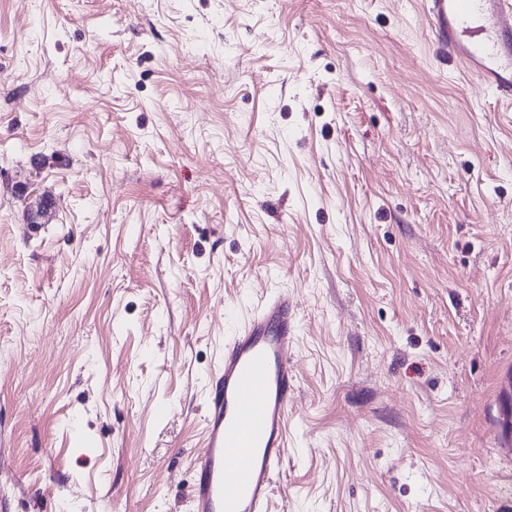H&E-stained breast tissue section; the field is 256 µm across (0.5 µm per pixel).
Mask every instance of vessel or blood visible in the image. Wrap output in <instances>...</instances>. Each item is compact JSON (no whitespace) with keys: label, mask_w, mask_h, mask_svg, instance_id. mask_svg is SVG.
I'll return each instance as SVG.
<instances>
[{"label":"vessel or blood","mask_w":512,"mask_h":512,"mask_svg":"<svg viewBox=\"0 0 512 512\" xmlns=\"http://www.w3.org/2000/svg\"><path fill=\"white\" fill-rule=\"evenodd\" d=\"M439 56L512 100V0H423ZM296 307L268 299L224 345L193 460L192 512H266L288 447Z\"/></svg>","instance_id":"vessel-or-blood-1"}]
</instances>
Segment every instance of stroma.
<instances>
[{"mask_svg":"<svg viewBox=\"0 0 512 512\" xmlns=\"http://www.w3.org/2000/svg\"><path fill=\"white\" fill-rule=\"evenodd\" d=\"M420 2L0 0V512H191L278 293L269 512H512V105Z\"/></svg>","mask_w":512,"mask_h":512,"instance_id":"1","label":"stroma"}]
</instances>
